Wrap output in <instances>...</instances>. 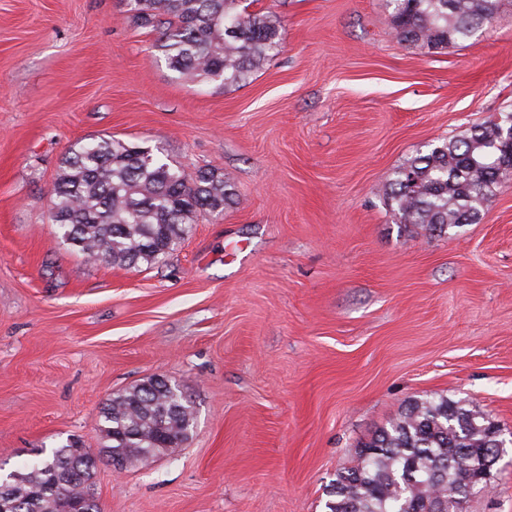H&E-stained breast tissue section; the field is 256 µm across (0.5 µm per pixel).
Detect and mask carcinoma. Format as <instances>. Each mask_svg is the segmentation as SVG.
Returning <instances> with one entry per match:
<instances>
[{
  "label": "carcinoma",
  "mask_w": 512,
  "mask_h": 512,
  "mask_svg": "<svg viewBox=\"0 0 512 512\" xmlns=\"http://www.w3.org/2000/svg\"><path fill=\"white\" fill-rule=\"evenodd\" d=\"M241 0H127L128 18L158 32L156 47L186 81L245 82L281 45L272 14L248 13ZM402 41L429 49L472 36L500 0H391ZM504 123L434 146L397 168L383 197L404 227L445 234L474 224L495 189L512 183L496 166ZM236 196L217 169L174 167L158 148L101 138L77 142L51 190L50 221L68 248L99 262L138 268L162 263L203 214L221 215ZM167 381L150 379L109 399L99 430L126 462L141 448L180 447L194 423L191 406ZM498 426L444 397L418 399L374 438L354 449L355 465L336 474L329 512H456L461 482L475 477L496 445ZM95 459L68 444L0 480V497L25 500L9 512H58L90 492Z\"/></svg>",
  "instance_id": "cac0c4a2"
}]
</instances>
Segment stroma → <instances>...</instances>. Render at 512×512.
I'll return each mask as SVG.
<instances>
[{"mask_svg": "<svg viewBox=\"0 0 512 512\" xmlns=\"http://www.w3.org/2000/svg\"><path fill=\"white\" fill-rule=\"evenodd\" d=\"M282 47L247 82L177 79L123 0H0V468L67 441L103 512H326L337 471L405 404L446 397L508 444L466 512H512V185L447 235L381 189L512 112V0L473 37L401 41L389 0H250ZM117 138L237 186L166 262L70 251L50 190L70 146ZM175 385L182 447L115 472L97 420Z\"/></svg>", "mask_w": 512, "mask_h": 512, "instance_id": "35a3bbf8", "label": "stroma"}]
</instances>
